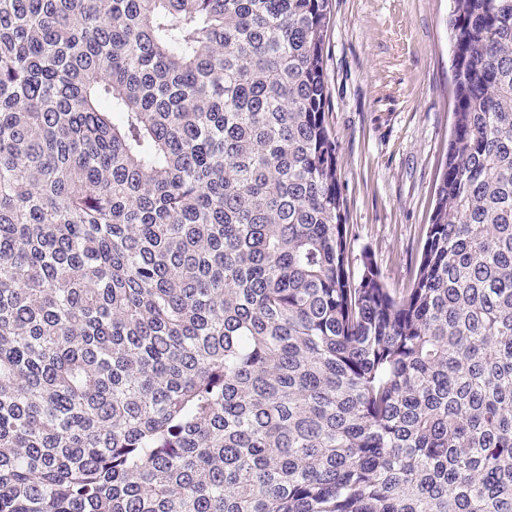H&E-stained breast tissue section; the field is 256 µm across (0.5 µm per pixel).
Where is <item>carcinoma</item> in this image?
Listing matches in <instances>:
<instances>
[{"label":"carcinoma","mask_w":512,"mask_h":512,"mask_svg":"<svg viewBox=\"0 0 512 512\" xmlns=\"http://www.w3.org/2000/svg\"><path fill=\"white\" fill-rule=\"evenodd\" d=\"M453 3L397 294L329 0H0V512H512V0Z\"/></svg>","instance_id":"cac0c4a2"}]
</instances>
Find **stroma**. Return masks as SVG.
I'll list each match as a JSON object with an SVG mask.
<instances>
[{"instance_id": "stroma-1", "label": "stroma", "mask_w": 512, "mask_h": 512, "mask_svg": "<svg viewBox=\"0 0 512 512\" xmlns=\"http://www.w3.org/2000/svg\"><path fill=\"white\" fill-rule=\"evenodd\" d=\"M452 0H332L324 45L350 270L410 287L448 150Z\"/></svg>"}]
</instances>
